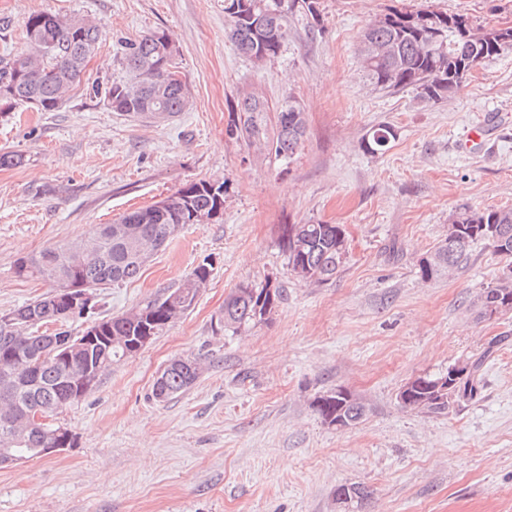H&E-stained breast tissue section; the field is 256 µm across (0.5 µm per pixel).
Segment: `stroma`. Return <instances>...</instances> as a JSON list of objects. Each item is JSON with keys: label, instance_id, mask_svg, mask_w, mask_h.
Here are the masks:
<instances>
[{"label": "stroma", "instance_id": "stroma-1", "mask_svg": "<svg viewBox=\"0 0 512 512\" xmlns=\"http://www.w3.org/2000/svg\"><path fill=\"white\" fill-rule=\"evenodd\" d=\"M321 28H295L263 65L224 33V0H0V54L23 50L34 12L87 18L103 29L82 84L59 111L0 118V311L35 299L45 282L18 259L86 237L191 182L225 184L224 213L188 224L131 282L99 289L94 312L62 321L79 335L94 319L141 307L203 259L213 276L193 308L137 355L114 363L57 421L76 447L0 467V512H336L342 484L367 487L364 512H512V312L487 320L478 295L503 262L485 243L463 268L425 282L419 261L448 236L462 207L512 208V47L474 66L447 100L390 92L367 79L364 28L391 6L458 13L485 29L512 27V0H319ZM164 29L191 90L189 108L156 121L112 111L91 88L122 79L116 42ZM267 100V137L287 99L305 112L291 160L229 138L233 106ZM501 124L470 149L480 116ZM388 125L384 153L363 141ZM344 225L336 278L299 281L281 247L287 224ZM281 286L269 319L217 329L240 283ZM199 358L185 393L152 392L171 359ZM485 356L478 397L446 415L408 411L400 387ZM343 387L369 411L339 430L310 406Z\"/></svg>", "mask_w": 512, "mask_h": 512}]
</instances>
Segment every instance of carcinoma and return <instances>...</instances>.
Instances as JSON below:
<instances>
[{
  "mask_svg": "<svg viewBox=\"0 0 512 512\" xmlns=\"http://www.w3.org/2000/svg\"><path fill=\"white\" fill-rule=\"evenodd\" d=\"M224 30L235 49L255 64L276 57L288 42L294 19L302 17L308 27L321 26L319 0H224ZM411 10H393L389 20L372 22L366 36L373 45L370 55H361L368 80L386 91L412 88L422 100L438 101L450 97L460 86L462 68L500 54L512 45V39L498 41L494 31L472 25L463 14L454 15V26L444 35L433 37L413 22ZM26 49L14 56L0 55V116L18 107L53 112L62 105L63 95L82 83L85 53L96 48L101 37L99 27L78 17H60L40 12L23 21ZM171 35L152 31L135 41H118L117 52L126 77L105 88L95 85L94 94L103 95L114 112L149 117L161 110L174 116L186 108L189 87L176 66L177 53L168 49ZM235 110L247 114L243 125L227 126L231 137L246 134L254 141L265 138L263 113L269 111L259 96L250 95L236 103ZM306 134L304 112L288 99L278 113L277 133L272 142L275 154L292 158ZM394 130L379 126L364 140L371 154L385 151ZM224 185L221 181L192 182L161 201L133 211L122 218L130 235L100 237L94 230L82 241L83 251L75 281L86 291L121 284L137 278L142 266L134 253L136 246L148 247L169 240L168 226L189 224L197 212H224ZM483 242L504 259L512 269V208L472 209L462 207L449 216L448 238L434 249L433 256L420 260L419 273L428 282L443 268L453 271L467 259L470 248ZM64 243L47 247L35 257L16 262L15 273L22 278L41 279L50 291L40 298L9 310L10 323L0 324V449L7 448L18 457L33 458L42 448H55L60 440L68 447L77 443L70 429L54 422L63 409L81 402L88 391L78 386L79 376L91 369L102 376L112 363L135 355L132 345L145 346L173 324L169 306L179 305L188 313L213 273L210 263H200L178 288L162 298L153 299L137 313L102 320L86 332H95L97 342L81 347L60 346L58 334L39 331L47 322L62 321L68 304L55 294L56 278L67 276L71 261L66 259ZM288 268L299 280L322 283L338 273L347 254L346 232L341 224H290L282 243ZM271 282L258 286L242 283L224 299L221 328L238 333L256 326V308L260 302L276 307L282 294L279 287L269 292ZM480 316L485 319L512 312V278L497 279L477 297ZM28 328L20 333L18 328ZM483 358L470 361V391L462 392L455 402L472 400L481 389ZM200 367L193 356L170 361L153 385L155 398L165 400L185 392L199 378ZM433 376L414 381L409 405L432 415L448 413V396L428 393ZM312 407L322 421L331 425L343 417L352 426L367 414L360 399L350 401L342 388L316 396ZM40 409L49 421L33 424L30 413Z\"/></svg>",
  "mask_w": 512,
  "mask_h": 512,
  "instance_id": "1",
  "label": "carcinoma"
}]
</instances>
